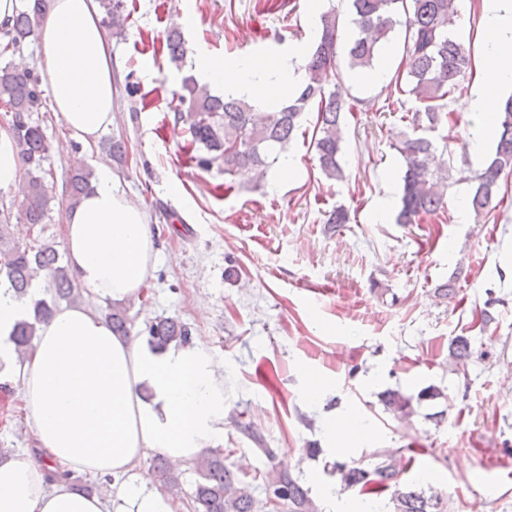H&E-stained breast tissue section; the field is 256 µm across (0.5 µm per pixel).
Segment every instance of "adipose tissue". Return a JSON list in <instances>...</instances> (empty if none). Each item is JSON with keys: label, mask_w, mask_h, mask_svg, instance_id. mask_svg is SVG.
Instances as JSON below:
<instances>
[{"label": "adipose tissue", "mask_w": 512, "mask_h": 512, "mask_svg": "<svg viewBox=\"0 0 512 512\" xmlns=\"http://www.w3.org/2000/svg\"><path fill=\"white\" fill-rule=\"evenodd\" d=\"M485 65L470 108L493 116L512 90V0H482ZM39 41V69L52 106L72 137L97 143L112 126V44L97 0H49ZM200 83L263 104L303 79L300 55L244 56L233 63L199 52ZM63 248L71 277L94 299L137 298L155 267L157 248L142 208L110 166L98 165L93 191L64 217ZM30 299L0 285V361L37 446L0 463V512H180L162 488L134 471L147 452L183 465L224 443V377L202 339L151 350L145 339L114 335L104 313L87 304L56 308L36 325L18 357L12 335L33 318ZM79 472L112 476L109 495L73 490Z\"/></svg>", "instance_id": "adipose-tissue-1"}]
</instances>
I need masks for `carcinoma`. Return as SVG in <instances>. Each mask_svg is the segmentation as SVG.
Instances as JSON below:
<instances>
[{"label":"carcinoma","instance_id":"obj_1","mask_svg":"<svg viewBox=\"0 0 512 512\" xmlns=\"http://www.w3.org/2000/svg\"><path fill=\"white\" fill-rule=\"evenodd\" d=\"M449 0H351V10L359 28V37L348 49L349 68L368 69L373 66L382 45L396 26L404 25L407 51L394 78L395 91L408 94L417 106L401 116L408 131L394 144L405 162L402 176L399 224H414L426 216L439 214L447 206L448 176L444 162L437 155L435 143L427 132L435 129L448 117V101L459 90L464 77L472 70L470 50L458 40L454 31V13L448 9ZM105 16L103 24L117 38L126 36L121 17L123 0H101ZM46 17V0H24L9 26L0 33V55L22 51L35 36ZM342 28L336 10L330 9L320 17V31L308 63L306 80L288 103L275 112H257L250 102L233 96L219 97L196 79L188 77L174 92L179 107L174 110V122L183 124L197 146L200 155L197 166L209 169L224 166V174L251 167L257 179L263 180L280 153L288 149L300 127V122L313 102L317 103L313 147L320 172L330 180H341L344 172L342 155V118L355 111L334 91H326L328 76L339 78L336 71V46ZM166 48L174 59L183 57L184 49L177 26L169 28ZM406 85H401V82ZM43 90L38 73L33 68L10 64L0 67V108L9 116L24 176L16 197L20 216L32 226L50 221L51 203L55 201L49 186L45 163L49 145L39 119ZM512 173V95L498 112L497 139L489 164L474 177L475 185L469 196V206L476 214L488 213L498 195L502 174ZM93 190L92 172L81 161L70 165L64 201L73 208ZM45 274L50 298L35 302V322L23 323L14 336L19 352L32 346L35 323L48 317L61 301L72 303L80 298L79 288L63 264L62 255L53 242L35 240L20 245L9 240L6 228L0 229V275L20 298L28 296L32 281ZM107 318L112 331L119 336L132 334V320L122 303L107 304ZM147 343L154 350L171 343H187L190 330L176 318H160L146 327ZM449 356L464 360L472 354L471 342L465 336L454 337L448 347ZM386 409L405 416L411 409V399L398 390H388L383 399ZM379 462L371 469L333 463V472L346 488H357L364 494L379 496L392 490L391 512H445L443 499L436 493H426L416 485L400 487V473L391 456L375 453ZM154 472L171 490L181 488V473L164 462L154 460ZM199 479L190 494L193 512H259L263 501L257 491L272 488L282 493L284 512H318L317 506L299 480L280 472L264 484H253L240 478L224 464L221 453L211 451L196 465Z\"/></svg>","mask_w":512,"mask_h":512}]
</instances>
